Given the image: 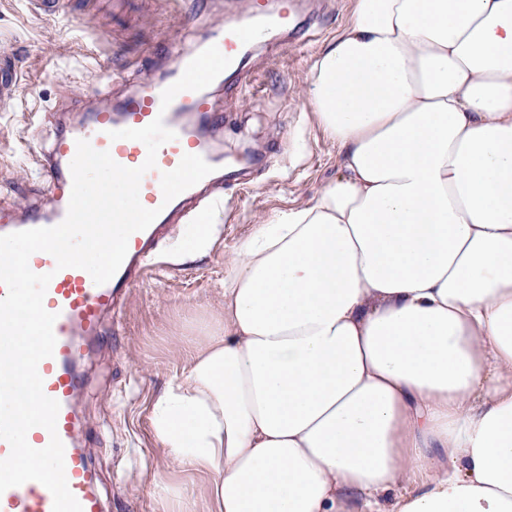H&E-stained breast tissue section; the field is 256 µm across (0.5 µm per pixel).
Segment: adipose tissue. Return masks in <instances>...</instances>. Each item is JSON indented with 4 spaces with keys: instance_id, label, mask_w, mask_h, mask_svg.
<instances>
[{
    "instance_id": "obj_1",
    "label": "adipose tissue",
    "mask_w": 512,
    "mask_h": 512,
    "mask_svg": "<svg viewBox=\"0 0 512 512\" xmlns=\"http://www.w3.org/2000/svg\"><path fill=\"white\" fill-rule=\"evenodd\" d=\"M301 94L339 172L225 257L151 407L154 495L512 512V0H352Z\"/></svg>"
}]
</instances>
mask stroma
Masks as SVG:
<instances>
[{
	"mask_svg": "<svg viewBox=\"0 0 512 512\" xmlns=\"http://www.w3.org/2000/svg\"><path fill=\"white\" fill-rule=\"evenodd\" d=\"M313 17L301 39L276 51L254 48L238 86L210 89L223 123L210 141L245 169L224 183L221 206L166 225L157 262L120 301L115 328L82 360L87 376L77 406L86 451L108 512H159L149 485L166 464L151 437L150 408L181 370L178 341L218 298L224 257L257 217L307 201L334 178L336 148L305 103L302 85L313 56L349 20L351 0H298ZM254 0H67L64 16H34L27 0H0V47L18 80L0 96V209L23 217L48 193L36 157L61 128L86 113L114 108L139 80L161 76L167 45L189 41L199 20L233 23ZM205 228L204 255L192 257Z\"/></svg>",
	"mask_w": 512,
	"mask_h": 512,
	"instance_id": "35a3bbf8",
	"label": "stroma"
}]
</instances>
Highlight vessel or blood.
Instances as JSON below:
<instances>
[{
  "label": "vessel or blood",
  "instance_id": "vessel-or-blood-1",
  "mask_svg": "<svg viewBox=\"0 0 512 512\" xmlns=\"http://www.w3.org/2000/svg\"><path fill=\"white\" fill-rule=\"evenodd\" d=\"M287 30L286 11H271L260 6L242 24L212 25L198 46L185 49L169 45L171 65L159 79L140 84L116 110L93 112L85 121L55 137L41 166L51 183L50 192L41 207L21 220L6 215L0 217V235L61 223L67 214L71 196L70 163L76 154L77 140H88L94 149L110 152L120 165L135 168L146 159L145 145L135 140H111L109 131L141 128L160 116L165 126L176 134L175 139L159 148L155 168L146 172L140 182L141 204L149 209H158L159 215L147 229L130 235L127 255L110 281L98 285L83 269H57L54 257L45 252L34 253L29 259L33 272L52 276L44 307L57 316L53 327L56 345L52 356L39 362L38 373L43 380L45 394L58 401L60 408L55 432L35 427L29 430L27 441L33 448L41 449L48 445L51 434H58L64 445L68 487L80 503L82 512H106V507L98 489L97 473L82 444V422L75 401L83 388L85 376L78 361L102 336L105 317L116 308L131 278L150 267L153 238L162 223L182 209L186 202L203 201L209 205L214 202L211 189L215 178L211 175L172 201L163 199L161 175L176 168L184 155L202 156L210 164L215 163L216 158L208 144L186 122L190 116L212 118L208 90L180 92L166 108L161 105V93L180 78L198 51L217 46L222 54L231 58V67L236 70L246 51L262 42H279ZM0 512H53V497L41 483L29 481L0 493Z\"/></svg>",
  "mask_w": 512,
  "mask_h": 512
}]
</instances>
